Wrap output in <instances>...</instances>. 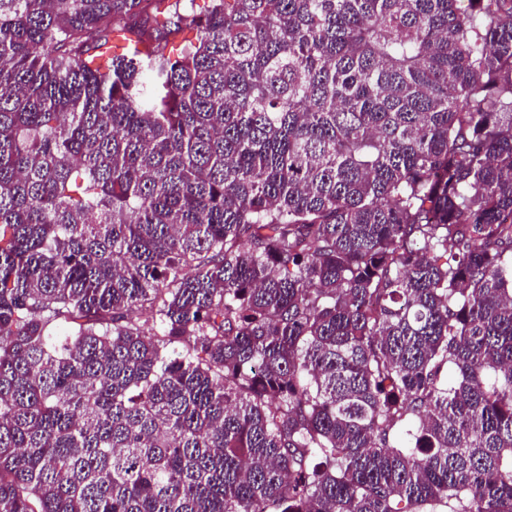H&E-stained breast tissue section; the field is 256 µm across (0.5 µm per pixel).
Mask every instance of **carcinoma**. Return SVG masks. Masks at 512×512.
Listing matches in <instances>:
<instances>
[{
  "mask_svg": "<svg viewBox=\"0 0 512 512\" xmlns=\"http://www.w3.org/2000/svg\"><path fill=\"white\" fill-rule=\"evenodd\" d=\"M0 0V512H512V0Z\"/></svg>",
  "mask_w": 512,
  "mask_h": 512,
  "instance_id": "cac0c4a2",
  "label": "carcinoma"
}]
</instances>
